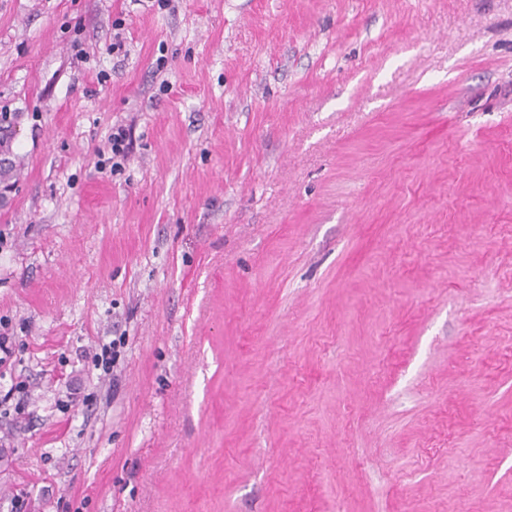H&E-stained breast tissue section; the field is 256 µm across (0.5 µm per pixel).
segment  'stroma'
<instances>
[{
    "instance_id": "1",
    "label": "stroma",
    "mask_w": 512,
    "mask_h": 512,
    "mask_svg": "<svg viewBox=\"0 0 512 512\" xmlns=\"http://www.w3.org/2000/svg\"><path fill=\"white\" fill-rule=\"evenodd\" d=\"M1 112L0 512H512V0H0Z\"/></svg>"
}]
</instances>
